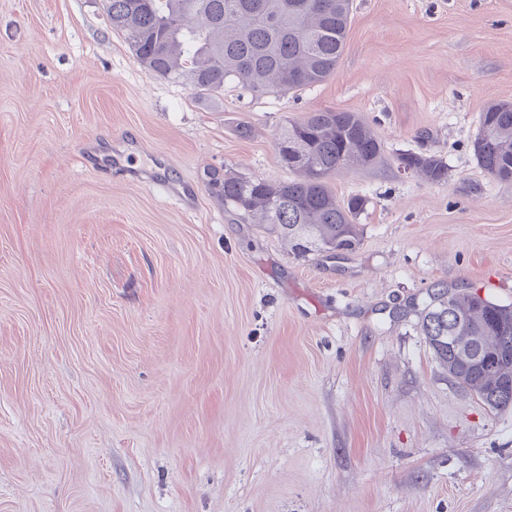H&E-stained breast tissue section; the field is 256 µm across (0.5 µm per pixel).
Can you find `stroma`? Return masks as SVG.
Masks as SVG:
<instances>
[{"label":"stroma","instance_id":"obj_1","mask_svg":"<svg viewBox=\"0 0 512 512\" xmlns=\"http://www.w3.org/2000/svg\"><path fill=\"white\" fill-rule=\"evenodd\" d=\"M502 101L512 0H353L326 80L212 97L145 69L104 0H0V512H512V408L420 331L437 285L512 303V181L472 147ZM323 109L384 161L329 179L369 200L360 246L301 258L211 179L291 180L278 133ZM398 168H413L418 176L433 184L445 182L448 177V166L442 158L435 154H423L405 151L397 157Z\"/></svg>","mask_w":512,"mask_h":512}]
</instances>
